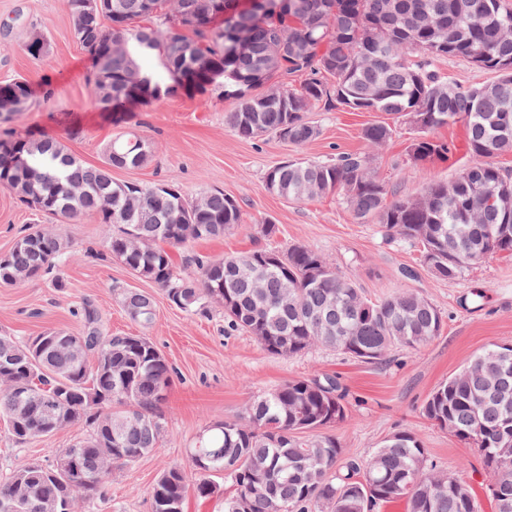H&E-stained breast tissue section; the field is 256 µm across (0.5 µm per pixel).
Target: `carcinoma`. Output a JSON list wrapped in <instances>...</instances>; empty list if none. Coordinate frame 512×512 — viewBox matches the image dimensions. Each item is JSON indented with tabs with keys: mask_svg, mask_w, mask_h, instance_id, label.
<instances>
[{
	"mask_svg": "<svg viewBox=\"0 0 512 512\" xmlns=\"http://www.w3.org/2000/svg\"><path fill=\"white\" fill-rule=\"evenodd\" d=\"M67 0L73 33L91 61L95 98L108 112L148 104L160 86L147 74L157 53L170 85L191 92L217 82L235 100L225 122L239 136L275 135L303 148L320 136L305 112H384L420 130L408 160L423 169L455 147L432 136L445 125L466 128L469 163L450 181L429 179L412 197L396 198L370 154L328 161H284L266 189L293 201L334 194L361 223L419 248L440 281H455L495 253H512V176L497 158L512 152V3L508 0ZM142 18L155 25L141 27ZM194 37H189L187 32ZM458 59L496 73L481 95L440 74ZM301 75L297 87L288 78ZM31 107L23 79L0 85V117ZM394 134L386 122L362 130L368 148ZM21 159L0 157V188L35 210L75 222L94 215L106 227L112 258L154 283L182 311L218 305L230 332L254 336L277 356L330 348L368 363L393 347L417 351L440 335L443 313L400 288L378 301L328 257L296 243L281 253L253 249L224 257L192 255L178 272L165 243L224 236L243 222L237 201L220 190L187 198L173 181L116 182L112 169H133L153 156L135 135L112 139L99 166H86L56 138H10ZM69 258L53 229L19 236L0 258V287H13ZM130 317L149 324L150 295L127 290ZM79 341L62 329L17 340L0 335V419L24 443L84 423L73 462L27 463L0 479V512H79L112 470L161 448L156 413L176 369L145 336L112 335L97 311H78ZM423 414L476 448L496 512H512V347L492 345L438 385ZM345 415L331 378L292 379L251 399L238 416L217 423L190 455L223 468L234 494L224 512H378L396 501L407 512H479L470 487L439 470L408 429L368 458L347 457L324 429ZM212 473L170 464L151 488L152 512H183L192 492H215Z\"/></svg>",
	"mask_w": 512,
	"mask_h": 512,
	"instance_id": "cac0c4a2",
	"label": "carcinoma"
}]
</instances>
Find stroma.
Returning <instances> with one entry per match:
<instances>
[{
    "mask_svg": "<svg viewBox=\"0 0 512 512\" xmlns=\"http://www.w3.org/2000/svg\"><path fill=\"white\" fill-rule=\"evenodd\" d=\"M38 33L48 45L37 58L27 46ZM90 66L73 35L66 0H0V84L21 77L32 90L30 111L9 124L15 135L54 136L81 162L97 166L113 137L134 134L153 141L155 154L143 167L113 170L115 181L151 185L172 178L187 196L218 189L238 202L242 224L224 237L172 249L177 268H184L192 253L221 256L304 243L355 279L368 298L378 300L406 287L428 298L445 316L440 336L425 347L394 349L380 363L324 348L277 356L249 334H225L220 310L188 315L152 282L135 276L107 253L104 227L95 217L60 224L71 259L52 274L0 288V334L26 338L48 328L76 334L81 322L75 311L90 304L112 333L148 337L178 371L158 409L165 425L160 452L113 471L95 512H151L152 485L171 461L188 462L190 449L207 426L236 417L254 396L288 380L325 376L335 377L345 395V417L329 432L346 455L367 457L392 433L410 430L439 469L469 485L482 512H495L476 449L427 419L422 407L437 385L479 352L493 344H512V255L493 254L458 281H438L423 269L418 251L386 239L375 225L359 223L336 196L297 202L266 190V170L281 161L366 151L361 132L383 120V113L311 108L307 117L321 134L303 148L272 136L239 137L225 122L233 101L211 89L159 97L116 124L94 101L87 82ZM415 135L412 126L397 125L392 139L376 152L379 175L399 197L417 195L424 185L422 172L407 159ZM434 136L456 146L448 160L430 167L434 179L451 180L469 160L464 128L445 126ZM267 220L277 227L270 238L261 233ZM45 221L13 193L0 189V254ZM406 267L416 269V278L401 277ZM126 290L152 295L155 315L150 325L130 318L121 301ZM85 432L84 426H74L20 445L0 421V476L28 462L55 460L59 449Z\"/></svg>",
    "mask_w": 512,
    "mask_h": 512,
    "instance_id": "1",
    "label": "stroma"
}]
</instances>
